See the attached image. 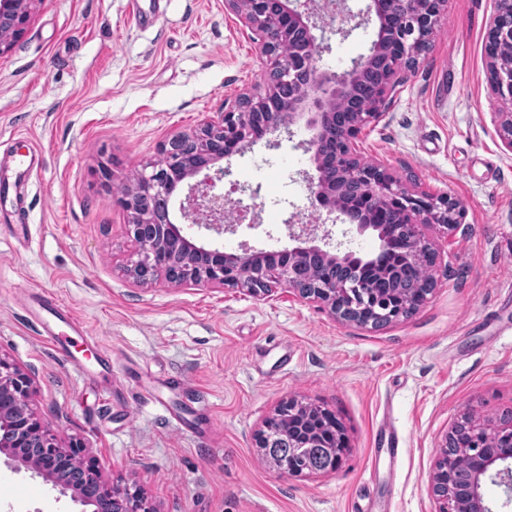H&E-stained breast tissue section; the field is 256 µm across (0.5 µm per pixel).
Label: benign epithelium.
<instances>
[{
    "instance_id": "7a95c632",
    "label": "benign epithelium",
    "mask_w": 512,
    "mask_h": 512,
    "mask_svg": "<svg viewBox=\"0 0 512 512\" xmlns=\"http://www.w3.org/2000/svg\"><path fill=\"white\" fill-rule=\"evenodd\" d=\"M39 0H0V53L24 32ZM296 0H224L238 21L260 39L269 72L264 88L244 91L235 105L191 131L173 134L159 158L139 170L118 198L126 212L136 259L127 265L135 284L164 279L176 285H213L267 297L285 286L299 298L329 309L337 321L381 329L411 315L436 286L433 275L405 295L388 293L382 306L378 283L383 266L348 273L352 255L340 256L314 243L305 231L290 232L296 245L279 251L226 253L187 237L176 224L174 207L192 223L218 235L234 232L250 213L243 201L224 196L220 183L230 174L219 162L277 132L304 125L311 136L315 175L309 177L313 202L356 224L358 233H377L379 248L395 252L408 266L436 263L439 251L427 230L448 233L460 225V204L443 193L408 190L380 162L357 150L361 130L379 120L399 83L398 73L418 63L439 28L447 0H370L377 32L368 53L342 72L316 64L321 45L316 22L294 7ZM488 85L493 98L512 104V0H498L485 41ZM499 135L512 150V111L494 113ZM185 198L177 200L182 188ZM235 223L224 224L227 210ZM31 372L0 357V456L23 466L71 494L81 512H148L137 498L122 497L104 482L96 461L80 442L63 446L51 437L32 408ZM288 426V447L314 448L330 438L336 463L345 448L343 426L327 408L287 401L256 433L258 448H269ZM499 479L512 503V422L493 431L466 424L447 433L435 462L431 491L439 512H493L483 480Z\"/></svg>"
}]
</instances>
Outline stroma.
<instances>
[{
	"label": "stroma",
	"mask_w": 512,
	"mask_h": 512,
	"mask_svg": "<svg viewBox=\"0 0 512 512\" xmlns=\"http://www.w3.org/2000/svg\"><path fill=\"white\" fill-rule=\"evenodd\" d=\"M323 28L320 70L366 54V0L344 11L300 0ZM496 0H448V13L384 116L358 144L408 189L464 209L439 237L435 290L379 330L343 325L287 288L270 297L211 285L148 286L125 268L135 250L117 199L174 133L262 90L266 59L224 0H41L0 54V164L26 137L41 152L21 217L0 221V357L35 374L33 408L63 445L80 441L103 478L151 512H438L429 493L458 422L512 418V151L493 115L485 40ZM296 127L230 158L253 227L197 242L239 251L290 246L307 223L314 173ZM112 179L102 183L101 169ZM341 252L373 257L376 232L326 223ZM56 293L95 338L76 363L39 335L31 287ZM333 411L347 446L338 470L288 475L254 435L283 402ZM407 452L390 462L385 426ZM0 512H75L42 477L0 460Z\"/></svg>",
	"instance_id": "stroma-1"
}]
</instances>
